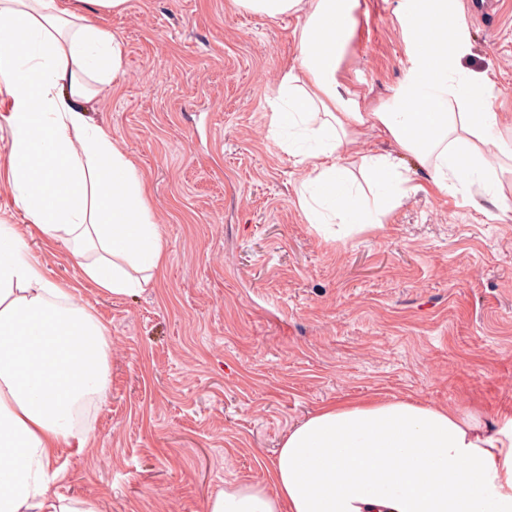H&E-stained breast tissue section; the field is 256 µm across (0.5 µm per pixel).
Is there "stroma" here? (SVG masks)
<instances>
[{"mask_svg": "<svg viewBox=\"0 0 512 512\" xmlns=\"http://www.w3.org/2000/svg\"><path fill=\"white\" fill-rule=\"evenodd\" d=\"M472 20L456 0L457 56L512 124V0ZM403 0H359L339 81L360 111L412 66ZM303 14L231 0H128L103 24L125 47L91 116L134 156L168 259L152 287L82 283L64 247L28 238L112 340L111 388L92 438L62 455L55 490L100 512H205L225 487L270 481L288 430L323 404L396 395L438 407L512 403V220L415 189L380 227L331 234L296 203L307 172L270 126Z\"/></svg>", "mask_w": 512, "mask_h": 512, "instance_id": "obj_1", "label": "stroma"}]
</instances>
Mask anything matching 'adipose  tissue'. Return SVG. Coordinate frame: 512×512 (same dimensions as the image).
<instances>
[{"mask_svg":"<svg viewBox=\"0 0 512 512\" xmlns=\"http://www.w3.org/2000/svg\"><path fill=\"white\" fill-rule=\"evenodd\" d=\"M127 2L0 0V127L10 132L14 200L45 241L71 252L85 282L112 295L149 287L167 258L137 160L90 115L124 74L123 43L100 17ZM233 2L261 16L305 15L271 122L311 141L296 154L309 223L379 227L407 195L410 178L391 154L356 149L367 127L414 156L438 193L474 187L512 210L501 199L505 170L489 162L512 161V135L492 87L451 53L448 0H406L415 67L373 112L344 97L337 78L358 0ZM70 294L29 258L26 233L0 224V512H100L51 490L64 475L61 450L92 434L77 408L104 402L111 381L106 329ZM270 481L218 493L207 512H512V407L488 418L477 407L338 399L289 429Z\"/></svg>","mask_w":512,"mask_h":512,"instance_id":"adipose-tissue-1","label":"adipose tissue"}]
</instances>
